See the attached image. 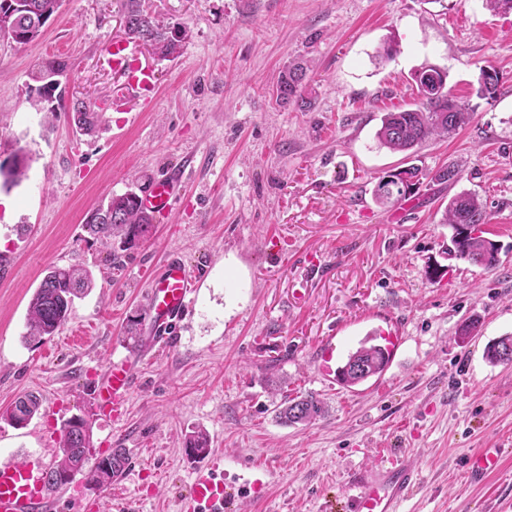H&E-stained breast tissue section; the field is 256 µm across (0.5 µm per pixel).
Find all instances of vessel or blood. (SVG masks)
<instances>
[{"label": "vessel or blood", "instance_id": "1", "mask_svg": "<svg viewBox=\"0 0 512 512\" xmlns=\"http://www.w3.org/2000/svg\"><path fill=\"white\" fill-rule=\"evenodd\" d=\"M111 54L113 70L127 77V93L147 102L153 100L157 94L155 76L151 70L133 64L129 45L113 43ZM183 184L179 174L153 181L140 196L142 208L153 214H169ZM201 279L200 272L190 270L174 254L155 273L147 295L152 344L168 343L170 332L188 310ZM134 375L135 362L131 358L116 357L104 365L91 393L100 418L112 423L123 421L130 407ZM506 454L503 448H484L469 456V479L483 482L498 469ZM48 471V464L39 456L0 462V512H49ZM271 478V470L258 463L248 466L247 476L240 482L222 477L218 466H205L196 471L188 495L182 498V512H238L243 498L264 497ZM419 483L418 469L399 454H391L388 461L349 472L343 485V512H399L400 505Z\"/></svg>", "mask_w": 512, "mask_h": 512}]
</instances>
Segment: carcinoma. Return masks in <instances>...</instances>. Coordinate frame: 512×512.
Segmentation results:
<instances>
[{
	"instance_id": "obj_1",
	"label": "carcinoma",
	"mask_w": 512,
	"mask_h": 512,
	"mask_svg": "<svg viewBox=\"0 0 512 512\" xmlns=\"http://www.w3.org/2000/svg\"><path fill=\"white\" fill-rule=\"evenodd\" d=\"M63 0H0V14L10 17L0 34L19 45L36 41L47 21L62 6ZM128 38L151 46V51L162 60H174L180 53L183 39L173 34L180 24H163L152 17L145 8V0H120ZM67 64L59 58L42 60L38 64L35 79L47 74L62 73ZM308 66L304 62L289 64L281 72L274 96L278 104L296 105L307 109L311 105L305 96ZM420 96L412 108L386 113L375 137L379 146L392 152L413 153L418 147L437 139L449 138L468 125L473 112L451 96L447 86V72L439 66L427 65L413 74ZM499 73L483 69L475 88L476 97H492L498 92ZM71 118L85 133H92L100 123L99 113L91 110L82 100L73 101ZM26 167L20 161L6 166L0 164V178L6 185L17 184ZM421 168L410 165L388 172L373 190L375 201L382 206L395 205L411 198L423 179ZM488 222L486 206L482 198L472 192H461L450 199L444 209L443 223L451 226L449 252L486 269L499 264V247L484 237L481 225ZM153 224V217L139 204L134 192L113 195L102 201L87 217L85 226L90 234L110 247L112 260L119 252L136 245ZM93 288L89 270L78 267L53 266L47 269L43 280L33 294L28 306V339L40 343L56 334L71 314L74 299ZM486 358L493 364L512 365V336H502L487 345ZM389 358L383 348L367 338L360 341L355 350L347 354L343 365L338 367L339 383L348 388L358 386L386 370ZM40 398L31 393L18 398L12 407L0 414V420L11 426L22 422L26 426L39 413ZM327 412L325 403L309 393L294 398H284L278 406L276 419L282 424L309 423ZM90 427L85 419H69L60 431L59 455L47 474V488L60 486V479L71 470L85 475L87 484L104 490L126 463L121 448H114L87 470V454L90 448ZM189 456L202 457L209 452L210 439L202 429L189 433L185 441Z\"/></svg>"
}]
</instances>
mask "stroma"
<instances>
[{"label":"stroma","instance_id":"stroma-1","mask_svg":"<svg viewBox=\"0 0 512 512\" xmlns=\"http://www.w3.org/2000/svg\"><path fill=\"white\" fill-rule=\"evenodd\" d=\"M150 14L183 25L180 56L138 49L153 69L154 103L114 99L123 78L107 48L126 35L119 0H64L41 37L0 38V162L27 158L20 184L0 185V412L33 392L39 415L0 421V460L34 452L55 459L62 423L90 425L91 458L125 449L127 478L106 491L84 478L50 491L53 512L70 496L99 512H179L197 459L185 437L205 429L229 473L261 462L274 471L265 498L241 512H326L346 474L402 448L422 471L400 512H512V455L483 484H469L467 455L512 446V365L486 346L512 334V12L483 0H146ZM392 47V59L378 56ZM68 67L58 88L102 122L90 135L66 114L46 126L31 71L47 57ZM310 66L309 109L272 96L291 62ZM448 71V87L474 108L454 139L413 155L380 147L383 114L418 99L415 70ZM498 94H472L481 68ZM138 121L127 125L128 113ZM419 166L424 178L405 220L393 221L373 189L389 170ZM454 165L457 182L434 173ZM171 171L186 184L170 216L111 267L84 224L102 200L142 192ZM478 193L483 229L500 246L487 270L448 256L442 224L450 197ZM205 279L168 346H132L127 319L144 313L149 275L169 252ZM92 272L94 286L43 343H25L31 296L51 266ZM444 274L428 280V268ZM90 337L68 336L89 323ZM473 333H466L468 324ZM398 326L404 342L381 376L347 388L319 379L313 359L326 337L344 361L363 338ZM137 359L125 420L106 425L90 390L97 368ZM317 394L327 414L283 426V395Z\"/></svg>","mask_w":512,"mask_h":512}]
</instances>
